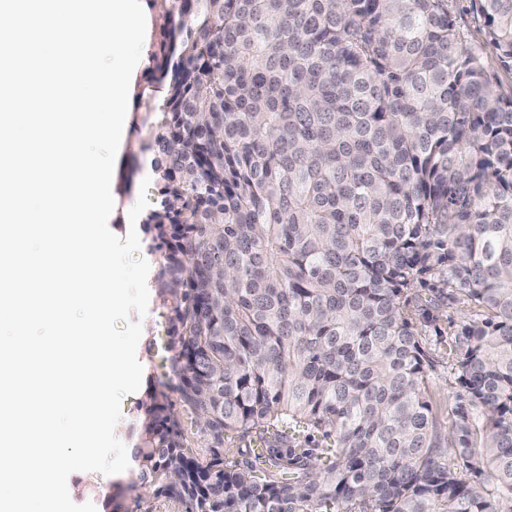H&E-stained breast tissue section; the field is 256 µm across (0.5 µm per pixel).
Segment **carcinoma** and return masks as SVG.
I'll list each match as a JSON object with an SVG mask.
<instances>
[{
    "instance_id": "obj_1",
    "label": "carcinoma",
    "mask_w": 512,
    "mask_h": 512,
    "mask_svg": "<svg viewBox=\"0 0 512 512\" xmlns=\"http://www.w3.org/2000/svg\"><path fill=\"white\" fill-rule=\"evenodd\" d=\"M161 2L145 225L174 346L127 489L184 512H512V90L492 77L512 0H467L479 40L449 0ZM417 287L472 312L446 459Z\"/></svg>"
}]
</instances>
